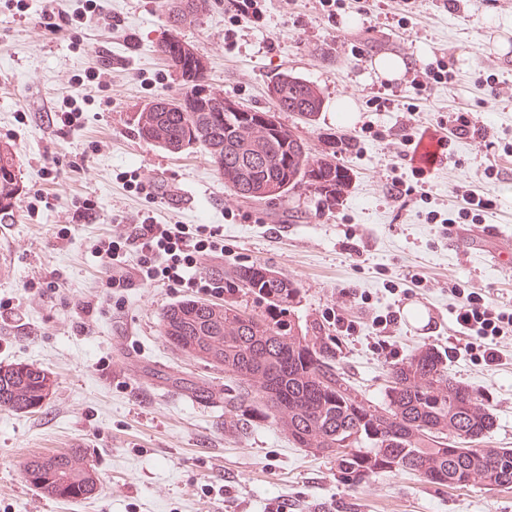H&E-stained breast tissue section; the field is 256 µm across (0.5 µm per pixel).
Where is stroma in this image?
I'll return each instance as SVG.
<instances>
[{"label":"stroma","mask_w":512,"mask_h":512,"mask_svg":"<svg viewBox=\"0 0 512 512\" xmlns=\"http://www.w3.org/2000/svg\"><path fill=\"white\" fill-rule=\"evenodd\" d=\"M92 5L84 24L56 32L46 16L72 15L75 0H0V140L14 146L23 185L14 223L0 224V365L33 364L56 379L39 410L0 411V512H269L274 504L288 512H512V489H450L391 473L349 487L332 460L295 447L263 419L245 438L226 434L233 410L184 385L221 391L230 380L160 333L162 312L195 290L145 280L132 248L122 283L107 285L99 251L149 216L214 242L197 258L204 279L248 263L287 275L300 288L296 316L335 337L342 365L375 401L391 362L423 343L449 351V374L477 389L496 418L489 445L512 448V333L500 339L502 364L486 365L455 324L453 293L463 284L512 312V266L493 265L473 246L485 232L512 240V152L460 138L431 176L428 201L388 192L411 122L464 109L491 136L512 133V53L494 48L512 0H415L405 27L389 0L341 9L333 20L319 0H267L259 24L240 20L233 0H212L181 30L208 60V84L250 108L271 109L267 86L281 72L321 90L315 124L289 112L278 119L316 152L332 136L350 182L330 208L302 190L241 200L201 148L171 153L140 138L134 112L186 91L158 52L164 0ZM394 54L409 63L404 77L374 78L373 58ZM441 61L450 82L418 96L415 82ZM93 68L105 82L85 81ZM69 95L82 110L77 127L64 119ZM341 97L358 105L356 122H337ZM459 186L494 197L484 222H456ZM428 210L452 224L426 223ZM386 315L391 323L379 325ZM76 442L95 468V496L63 502L25 482L27 458Z\"/></svg>","instance_id":"obj_1"}]
</instances>
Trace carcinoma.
Instances as JSON below:
<instances>
[{"instance_id":"1","label":"carcinoma","mask_w":512,"mask_h":512,"mask_svg":"<svg viewBox=\"0 0 512 512\" xmlns=\"http://www.w3.org/2000/svg\"><path fill=\"white\" fill-rule=\"evenodd\" d=\"M170 31L205 14L211 0H166ZM173 73L194 94L204 87L207 61L181 39L161 43ZM198 111L157 97L150 111L137 112L134 125L141 138L172 153L194 145L205 149L224 178V187L248 201L264 194L284 198L305 189L333 206L347 188L350 175L336 164V151L312 153L293 130L240 126L224 112V91L208 90ZM268 94L282 111L295 112L309 125L322 107L319 88L282 72L268 84ZM20 191L13 146L0 141V224L15 220ZM224 290L244 291L266 303L262 313L247 312L229 302L214 305L185 299L167 308L161 335L175 349L224 370L235 384L224 404L237 418L224 421V431H247L260 414L296 447L312 456L332 457L336 473L354 488L384 473H410L433 485L464 488L480 484L490 490L512 489V448L483 444L495 426L489 406L472 388L448 374V355L424 344L411 357L389 367L382 399L375 402L356 388L341 365L332 338L321 328L294 317L300 288L288 276L260 263L239 264L224 271ZM53 373L29 364L0 366V410L32 413L49 399ZM50 458L69 472L66 483L48 488L39 483L40 457L23 466L27 483L64 501L90 498L97 486L93 465L81 448Z\"/></svg>"}]
</instances>
